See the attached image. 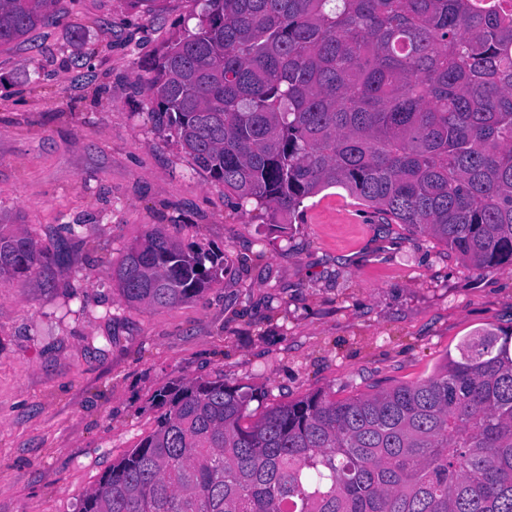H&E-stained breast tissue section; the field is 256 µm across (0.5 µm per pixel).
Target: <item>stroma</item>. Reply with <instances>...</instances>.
Masks as SVG:
<instances>
[{"mask_svg":"<svg viewBox=\"0 0 512 512\" xmlns=\"http://www.w3.org/2000/svg\"><path fill=\"white\" fill-rule=\"evenodd\" d=\"M0 49V224L67 241L55 287L0 277V512H73L159 413L161 388L223 377L251 417L427 379L477 329L512 330V266L479 272L340 188L288 230L237 208L155 123L142 61L195 30L198 0H60ZM220 247L195 301L127 304L112 265L153 225Z\"/></svg>","mask_w":512,"mask_h":512,"instance_id":"35a3bbf8","label":"stroma"}]
</instances>
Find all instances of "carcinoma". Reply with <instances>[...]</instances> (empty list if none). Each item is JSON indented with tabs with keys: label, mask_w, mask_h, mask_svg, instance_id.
<instances>
[{
	"label": "carcinoma",
	"mask_w": 512,
	"mask_h": 512,
	"mask_svg": "<svg viewBox=\"0 0 512 512\" xmlns=\"http://www.w3.org/2000/svg\"><path fill=\"white\" fill-rule=\"evenodd\" d=\"M59 0H0V48ZM146 67L155 114L195 165L282 224L331 187L477 271L512 266V13L481 0H201ZM63 242L0 224V277L37 280ZM224 250L153 227L112 269L125 301L187 303ZM215 379L155 395L154 429L75 512H512V332L483 328L432 377L245 424Z\"/></svg>",
	"instance_id": "carcinoma-1"
}]
</instances>
